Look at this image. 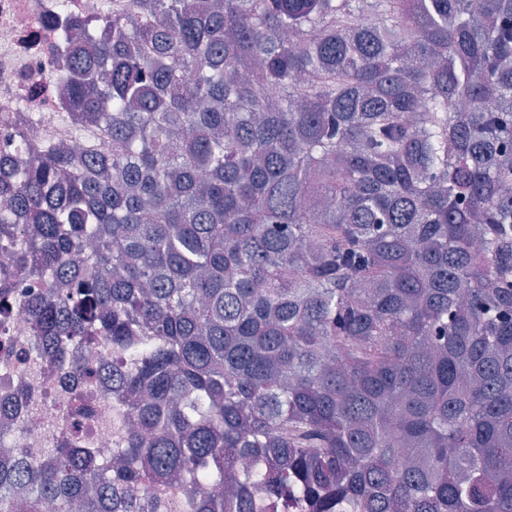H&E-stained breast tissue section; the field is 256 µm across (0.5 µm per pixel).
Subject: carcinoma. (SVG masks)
Listing matches in <instances>:
<instances>
[{
	"instance_id": "1",
	"label": "carcinoma",
	"mask_w": 512,
	"mask_h": 512,
	"mask_svg": "<svg viewBox=\"0 0 512 512\" xmlns=\"http://www.w3.org/2000/svg\"><path fill=\"white\" fill-rule=\"evenodd\" d=\"M15 131L0 291L132 419L0 512H512V0H128Z\"/></svg>"
}]
</instances>
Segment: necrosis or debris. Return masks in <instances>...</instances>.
<instances>
[{"label": "necrosis or debris", "instance_id": "obj_1", "mask_svg": "<svg viewBox=\"0 0 512 512\" xmlns=\"http://www.w3.org/2000/svg\"><path fill=\"white\" fill-rule=\"evenodd\" d=\"M91 0H0V113L17 112L41 132L74 144L58 117L68 90L58 80L66 59L61 35L74 19L89 20ZM16 282L17 305L0 314V439L16 460H40L47 451L82 436L109 458L123 426L112 394V353L102 342L83 354L98 369L90 380H73L50 359L28 353L34 324L24 300L34 294Z\"/></svg>", "mask_w": 512, "mask_h": 512}]
</instances>
